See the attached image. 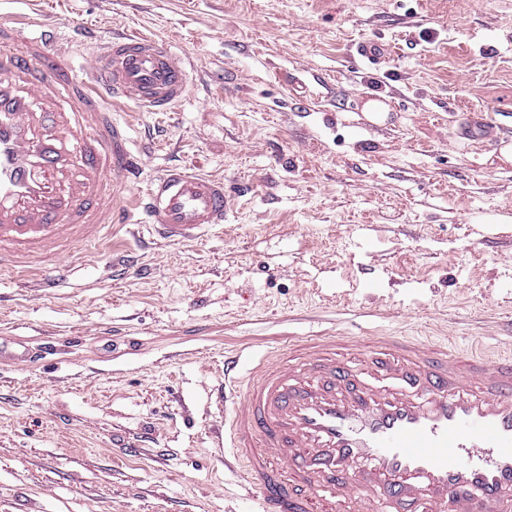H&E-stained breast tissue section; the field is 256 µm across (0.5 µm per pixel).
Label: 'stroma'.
I'll return each mask as SVG.
<instances>
[{
  "mask_svg": "<svg viewBox=\"0 0 512 512\" xmlns=\"http://www.w3.org/2000/svg\"><path fill=\"white\" fill-rule=\"evenodd\" d=\"M31 27L167 39L172 112L117 106L139 167L223 178L222 228L124 226L0 271V512H250L212 434L224 356L387 333L455 352L512 336V0H0ZM383 43L378 63L362 42ZM389 107L370 121L366 96Z\"/></svg>",
  "mask_w": 512,
  "mask_h": 512,
  "instance_id": "obj_1",
  "label": "stroma"
}]
</instances>
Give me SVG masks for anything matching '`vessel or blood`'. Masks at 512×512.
<instances>
[{
  "instance_id": "b4317fda",
  "label": "vessel or blood",
  "mask_w": 512,
  "mask_h": 512,
  "mask_svg": "<svg viewBox=\"0 0 512 512\" xmlns=\"http://www.w3.org/2000/svg\"><path fill=\"white\" fill-rule=\"evenodd\" d=\"M26 27L0 13V269L128 223L117 182L135 156L112 107L170 112L189 92L164 39L118 34L78 64L60 28ZM145 195L163 241L224 224L223 178L169 168ZM364 363L342 360L332 336L246 368L225 359L215 401L239 400L224 445L260 512H512V359L390 336Z\"/></svg>"
}]
</instances>
